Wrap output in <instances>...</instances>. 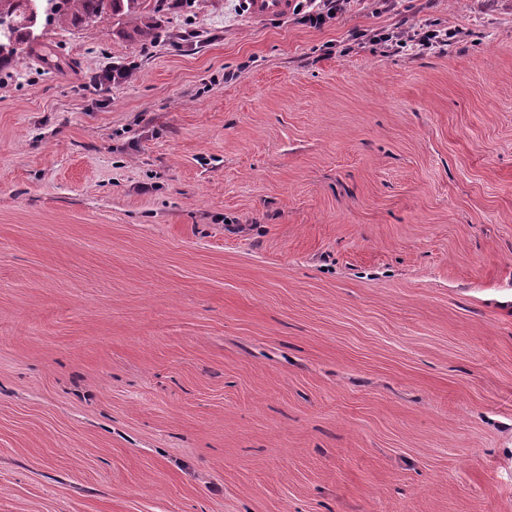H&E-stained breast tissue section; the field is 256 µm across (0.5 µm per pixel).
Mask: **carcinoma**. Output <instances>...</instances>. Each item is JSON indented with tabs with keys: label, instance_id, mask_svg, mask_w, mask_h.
<instances>
[{
	"label": "carcinoma",
	"instance_id": "obj_1",
	"mask_svg": "<svg viewBox=\"0 0 512 512\" xmlns=\"http://www.w3.org/2000/svg\"><path fill=\"white\" fill-rule=\"evenodd\" d=\"M166 5L167 0H0V27L11 34V39L0 42V67H17L25 56L37 53L40 43L26 25L34 10L45 24L59 26L89 25L104 15L125 17L134 38L146 43L157 38L156 16Z\"/></svg>",
	"mask_w": 512,
	"mask_h": 512
}]
</instances>
